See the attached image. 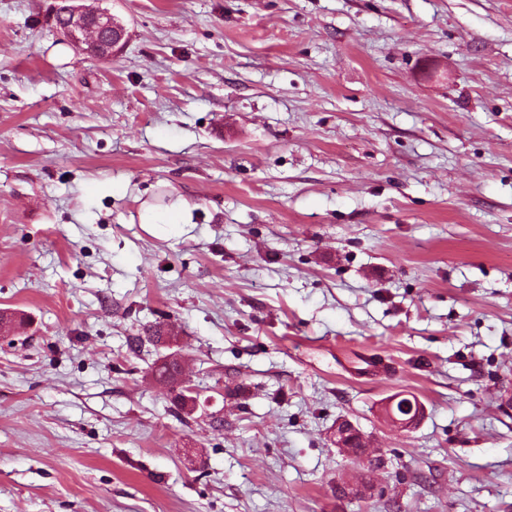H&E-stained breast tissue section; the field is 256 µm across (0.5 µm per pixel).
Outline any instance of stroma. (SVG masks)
I'll list each match as a JSON object with an SVG mask.
<instances>
[{"instance_id":"1","label":"stroma","mask_w":512,"mask_h":512,"mask_svg":"<svg viewBox=\"0 0 512 512\" xmlns=\"http://www.w3.org/2000/svg\"><path fill=\"white\" fill-rule=\"evenodd\" d=\"M57 2L0 0V512H512V0H100L110 60ZM72 25L62 36L72 47L88 55L107 60L121 53L129 34L108 11L88 7L83 0L71 1ZM331 441L334 447L346 453L352 460L358 463L361 462L362 456H365V454L362 456L357 454L352 447L358 441L364 442L359 429L347 419H342L336 423Z\"/></svg>"}]
</instances>
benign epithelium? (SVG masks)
<instances>
[{"instance_id":"benign-epithelium-1","label":"benign epithelium","mask_w":512,"mask_h":512,"mask_svg":"<svg viewBox=\"0 0 512 512\" xmlns=\"http://www.w3.org/2000/svg\"><path fill=\"white\" fill-rule=\"evenodd\" d=\"M69 8L72 12V25L63 34V38L72 47L103 60L124 50L129 34L112 14L101 8L88 7L80 0H72ZM360 440L362 435L351 421L342 419L336 423L332 444L358 463L361 462V456L355 452L353 444Z\"/></svg>"}]
</instances>
